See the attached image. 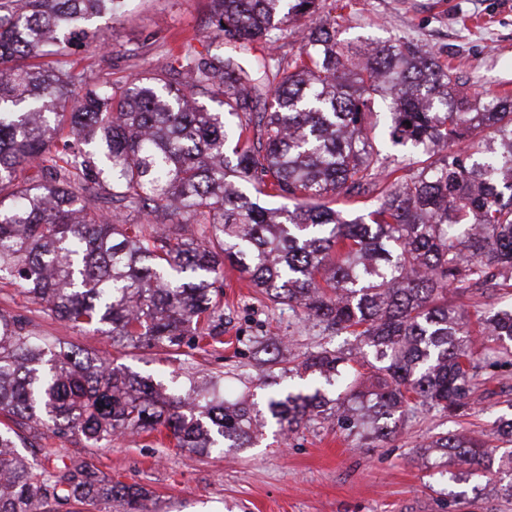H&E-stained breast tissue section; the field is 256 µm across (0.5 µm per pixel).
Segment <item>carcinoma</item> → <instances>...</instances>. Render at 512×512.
<instances>
[{
    "mask_svg": "<svg viewBox=\"0 0 512 512\" xmlns=\"http://www.w3.org/2000/svg\"><path fill=\"white\" fill-rule=\"evenodd\" d=\"M133 2L0 0V279L114 347L177 357L224 344L227 262L356 345L283 368L318 384L259 404L227 399L221 371L142 376L1 313L0 512H149L146 487L82 461L39 469L22 427L199 455L249 447L265 413L291 433L325 416L373 444L418 406L470 411L480 358L448 295L512 287V95H467L454 67L404 38L338 39L331 14L351 0H211L229 53L195 36L167 48L164 69L114 80L90 22ZM74 45L98 55L93 93ZM336 195L375 205L371 223L325 203ZM481 326L512 365V310ZM250 348L278 362V341ZM496 434L506 447L441 432L422 456L492 475L512 498V417Z\"/></svg>",
    "mask_w": 512,
    "mask_h": 512,
    "instance_id": "1",
    "label": "carcinoma"
}]
</instances>
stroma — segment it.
I'll return each mask as SVG.
<instances>
[{
	"label": "stroma",
	"instance_id": "obj_1",
	"mask_svg": "<svg viewBox=\"0 0 512 512\" xmlns=\"http://www.w3.org/2000/svg\"><path fill=\"white\" fill-rule=\"evenodd\" d=\"M208 16V0H137L132 15L101 20L113 78L163 67L162 42L210 35ZM335 16L339 38H406L443 52L469 94H512V0H352L351 8ZM151 35L156 43L148 53L134 61L124 57L125 48ZM0 312L28 318L39 335L143 375L178 366L200 377L223 371L224 391L234 397L248 392L259 398L266 392L268 373L248 351L251 337L282 340L287 357L343 343L287 306H271L232 267L224 270L223 349L193 351L176 360L161 348H112L101 336L32 303L15 285L0 284ZM480 357L478 403L468 415L414 409L401 431L375 448L344 437L327 420L289 438L265 420L257 426L254 445L226 453L192 456L148 439H118L111 447L93 448L80 436L61 439L44 428L28 437L26 453L49 470L74 458L113 479L146 485L155 493L150 512H512V500L484 478H450L428 467L418 453L433 435L447 431L497 446L494 422L512 414V367L501 363L491 341Z\"/></svg>",
	"mask_w": 512,
	"mask_h": 512
}]
</instances>
